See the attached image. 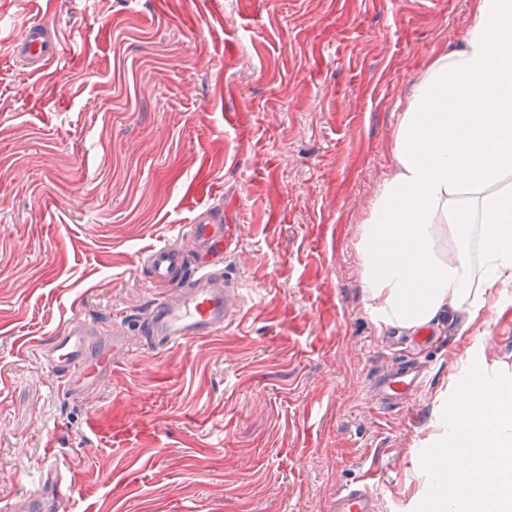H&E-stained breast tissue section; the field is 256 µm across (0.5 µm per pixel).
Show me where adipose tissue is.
Instances as JSON below:
<instances>
[{
  "label": "adipose tissue",
  "instance_id": "1",
  "mask_svg": "<svg viewBox=\"0 0 512 512\" xmlns=\"http://www.w3.org/2000/svg\"><path fill=\"white\" fill-rule=\"evenodd\" d=\"M390 152L355 240L374 322H485L512 285V0H470L459 45L411 82Z\"/></svg>",
  "mask_w": 512,
  "mask_h": 512
}]
</instances>
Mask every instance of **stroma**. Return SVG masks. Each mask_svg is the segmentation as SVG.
<instances>
[{"label": "stroma", "instance_id": "stroma-1", "mask_svg": "<svg viewBox=\"0 0 512 512\" xmlns=\"http://www.w3.org/2000/svg\"><path fill=\"white\" fill-rule=\"evenodd\" d=\"M468 0H0V502L49 472L72 512H330L368 478L415 512L421 452L471 366L512 375V287L480 328L439 319L422 393L387 414L371 376L409 333L366 309L354 234L391 168L414 76ZM61 53L30 73L28 23ZM241 227L260 301L164 350L131 337L71 396L39 351L76 316H146L142 254L196 211ZM60 40L55 30L41 24H29L13 44L14 57L31 72H43L59 56Z\"/></svg>", "mask_w": 512, "mask_h": 512}]
</instances>
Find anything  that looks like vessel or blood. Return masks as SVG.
Masks as SVG:
<instances>
[{
    "label": "vessel or blood",
    "mask_w": 512,
    "mask_h": 512,
    "mask_svg": "<svg viewBox=\"0 0 512 512\" xmlns=\"http://www.w3.org/2000/svg\"><path fill=\"white\" fill-rule=\"evenodd\" d=\"M56 31L41 24L27 25L13 44L14 57L31 71L43 72L59 55ZM185 245L165 243L148 250L141 259L149 285H163L166 295L154 300L146 318L119 315L120 330L103 339L99 323L71 319L41 356L56 387L78 394L112 372L127 346L128 332L161 349L221 333L234 325L254 300L253 291L234 277L227 259L238 247V227L224 221L219 208L196 212L183 228ZM426 376L413 358H396L377 372L371 388L381 408L400 409L424 388ZM382 491L369 479L338 490L333 512H378ZM68 497L55 475L46 474L37 491L12 503L10 512H67Z\"/></svg>",
    "instance_id": "1"
}]
</instances>
